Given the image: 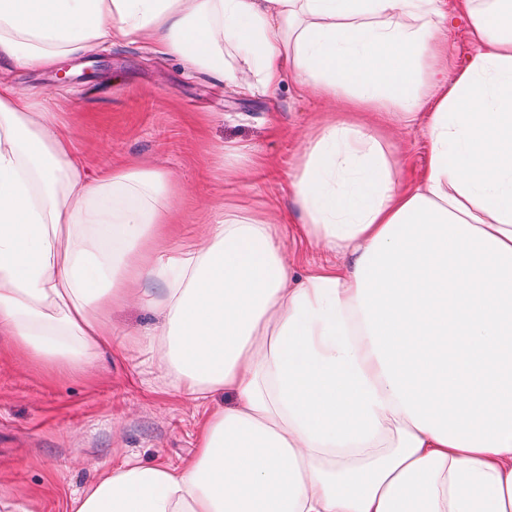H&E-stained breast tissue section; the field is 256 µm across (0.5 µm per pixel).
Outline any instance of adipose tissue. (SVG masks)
Segmentation results:
<instances>
[{
    "mask_svg": "<svg viewBox=\"0 0 512 512\" xmlns=\"http://www.w3.org/2000/svg\"><path fill=\"white\" fill-rule=\"evenodd\" d=\"M455 15L483 50L452 78ZM115 40L336 101L293 191L304 235L347 261L294 278L280 225L231 210L206 247L170 246L164 172L89 177L53 113L0 84V335L85 367L135 300L162 314L131 340L162 377L232 398L188 461L126 460L69 512H512V0H0L11 65ZM382 114L426 120L416 187Z\"/></svg>",
    "mask_w": 512,
    "mask_h": 512,
    "instance_id": "adipose-tissue-1",
    "label": "adipose tissue"
}]
</instances>
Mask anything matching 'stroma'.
I'll return each instance as SVG.
<instances>
[{"mask_svg":"<svg viewBox=\"0 0 512 512\" xmlns=\"http://www.w3.org/2000/svg\"><path fill=\"white\" fill-rule=\"evenodd\" d=\"M0 82L53 105L89 172L134 161L168 173L177 189L180 243L205 245L224 208L279 214L284 250L301 277L336 257L295 225L292 181L332 103L284 79L249 91L129 41L106 43L57 68L0 66ZM387 144L401 185L423 177L430 144L423 125L393 121ZM216 394L199 404L160 378L136 350L98 357L82 371L55 372L14 351L0 335V512H68L73 492L101 470L135 457L187 460Z\"/></svg>","mask_w":512,"mask_h":512,"instance_id":"obj_1","label":"stroma"}]
</instances>
